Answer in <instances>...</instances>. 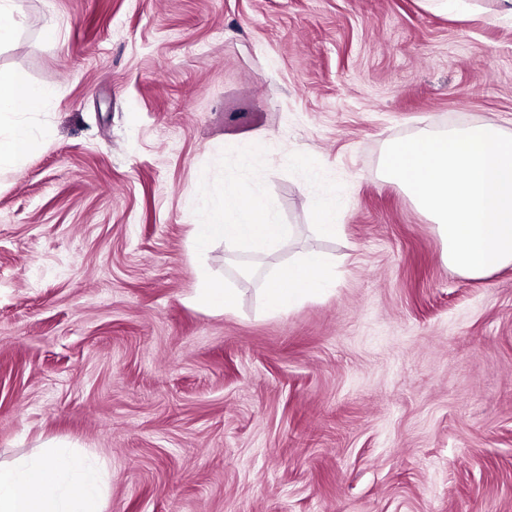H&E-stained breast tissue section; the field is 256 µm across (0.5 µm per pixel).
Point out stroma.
Returning <instances> with one entry per match:
<instances>
[{
    "mask_svg": "<svg viewBox=\"0 0 512 512\" xmlns=\"http://www.w3.org/2000/svg\"><path fill=\"white\" fill-rule=\"evenodd\" d=\"M498 9L20 0L0 70L53 96L0 171V459L72 444L103 512H512V266L449 269L381 173L424 129L512 133ZM241 176L297 238L214 245L239 290L216 314L188 302L191 239ZM319 196L336 237L310 231ZM303 249L335 288L270 312L265 278Z\"/></svg>",
    "mask_w": 512,
    "mask_h": 512,
    "instance_id": "1",
    "label": "stroma"
}]
</instances>
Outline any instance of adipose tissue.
<instances>
[{
    "mask_svg": "<svg viewBox=\"0 0 512 512\" xmlns=\"http://www.w3.org/2000/svg\"><path fill=\"white\" fill-rule=\"evenodd\" d=\"M50 97L47 88L26 74H0V168L17 164L30 149L36 132L21 111L38 110ZM209 218L194 228V247L207 253L216 243L229 250L271 254L293 234L279 223L269 204L255 196L247 179L230 182L221 199L207 204ZM195 306L217 313L234 312L238 291L217 278L209 266L197 268ZM334 266L327 256L307 250L279 265L264 286L266 306L273 312L293 310L334 283ZM104 486L98 470L81 455L57 443H45L38 453L0 463V512H102Z\"/></svg>",
    "mask_w": 512,
    "mask_h": 512,
    "instance_id": "adipose-tissue-1",
    "label": "adipose tissue"
}]
</instances>
